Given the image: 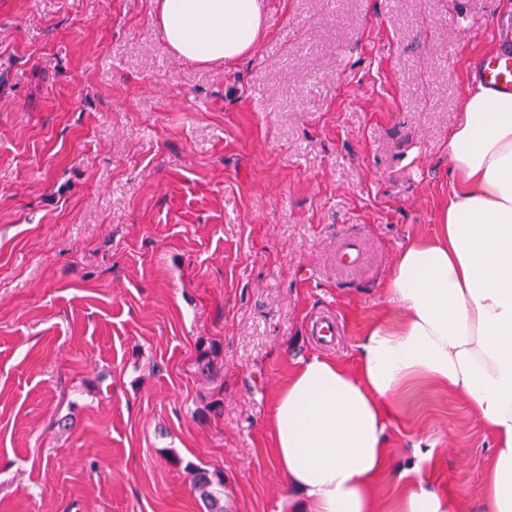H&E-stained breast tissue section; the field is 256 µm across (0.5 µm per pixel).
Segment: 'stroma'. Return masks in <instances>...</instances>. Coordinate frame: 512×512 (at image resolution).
I'll return each instance as SVG.
<instances>
[{"label":"stroma","instance_id":"35a3bbf8","mask_svg":"<svg viewBox=\"0 0 512 512\" xmlns=\"http://www.w3.org/2000/svg\"><path fill=\"white\" fill-rule=\"evenodd\" d=\"M262 9L224 65L172 54L154 0H0V512H208L188 463L223 474L224 512H291L279 388L313 356L356 371L398 254L438 233L448 135L512 0ZM386 437L483 512L495 448L467 399L416 380ZM311 336L323 345L334 344L336 336L339 334V326L336 316L325 315L311 322Z\"/></svg>","mask_w":512,"mask_h":512}]
</instances>
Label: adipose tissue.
I'll return each mask as SVG.
<instances>
[{"label": "adipose tissue", "mask_w": 512, "mask_h": 512, "mask_svg": "<svg viewBox=\"0 0 512 512\" xmlns=\"http://www.w3.org/2000/svg\"><path fill=\"white\" fill-rule=\"evenodd\" d=\"M177 57L231 63L264 34L260 0H155ZM460 180L440 232L410 241L386 284L357 371L312 357L280 387L273 449L297 512H375L393 400L416 378L468 399L495 439L484 512H512V93L470 91L448 140Z\"/></svg>", "instance_id": "1"}]
</instances>
